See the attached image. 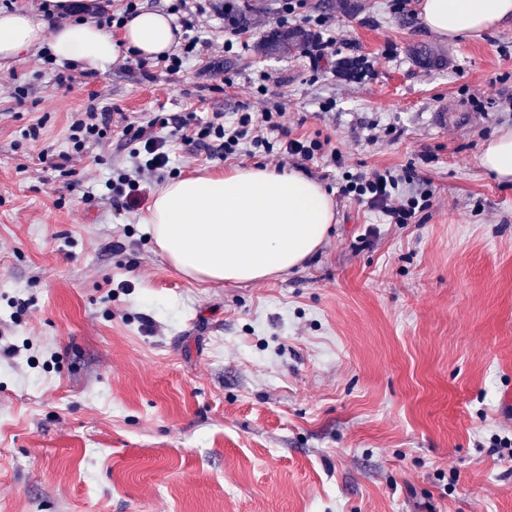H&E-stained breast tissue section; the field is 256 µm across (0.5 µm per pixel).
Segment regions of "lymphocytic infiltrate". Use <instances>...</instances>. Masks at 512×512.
<instances>
[{"label":"lymphocytic infiltrate","instance_id":"lymphocytic-infiltrate-1","mask_svg":"<svg viewBox=\"0 0 512 512\" xmlns=\"http://www.w3.org/2000/svg\"><path fill=\"white\" fill-rule=\"evenodd\" d=\"M120 11H112L111 0H76L73 11L83 19L94 20L106 28H120L139 11L141 0H122ZM212 0H176L175 10L182 28L189 33L181 53L169 54L161 59L165 70L175 73L187 60L198 54L200 39L194 30L200 18L213 10ZM280 112H241L234 120H225L223 113H212L204 122L194 113L155 117L142 123L132 120L123 112L111 108L88 105L85 111L73 113L69 124V140L73 152L82 151L86 144H102L112 135H119L124 146L129 147L136 163L135 174H119L107 179L105 188L111 201L140 202L146 183L162 180L172 162L169 140L160 136L163 128H171L182 140L206 149L211 155L226 159L237 154L242 145H250L264 153H274L282 158L310 160L330 153V143L316 138H286L273 144L264 132L279 126ZM344 194L366 203L369 208L383 214L392 224H408L417 212L429 208L433 193L427 181L409 184L407 177L391 171L375 170L349 174L342 188Z\"/></svg>","mask_w":512,"mask_h":512}]
</instances>
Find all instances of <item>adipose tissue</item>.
<instances>
[{"instance_id": "obj_1", "label": "adipose tissue", "mask_w": 512, "mask_h": 512, "mask_svg": "<svg viewBox=\"0 0 512 512\" xmlns=\"http://www.w3.org/2000/svg\"><path fill=\"white\" fill-rule=\"evenodd\" d=\"M52 14L0 9V61L48 46L58 62L105 72L121 53L155 61L172 53L182 31L173 16L143 10L121 39L96 24L69 17L72 0H50ZM419 16L434 35L476 36L512 21V0H420ZM481 166L512 184V128L502 129L480 154ZM335 203L301 173L242 166L222 175L173 179L154 190L142 218L160 254L184 276L202 283L263 281L303 264L325 241Z\"/></svg>"}]
</instances>
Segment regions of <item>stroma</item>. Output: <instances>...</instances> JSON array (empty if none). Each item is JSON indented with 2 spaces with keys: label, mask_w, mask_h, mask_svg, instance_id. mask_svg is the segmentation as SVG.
Wrapping results in <instances>:
<instances>
[{
  "label": "stroma",
  "mask_w": 512,
  "mask_h": 512,
  "mask_svg": "<svg viewBox=\"0 0 512 512\" xmlns=\"http://www.w3.org/2000/svg\"><path fill=\"white\" fill-rule=\"evenodd\" d=\"M279 6L236 0L230 54L224 17L205 18L208 51L176 74L122 57L75 69L65 95L37 51L0 64V512H512V186L479 161L512 127V26L444 41L416 0L403 15L305 0L292 28L322 14L338 38L316 68L305 48L263 49ZM345 58L363 74L337 76ZM91 102L141 121L282 108L290 136L329 138L341 165L177 141L173 175L298 171L332 192L331 233L278 278L185 277L147 202L102 197L130 165L119 142L86 147L68 177L40 162L69 152ZM371 168L429 180L431 207L385 223L341 190Z\"/></svg>",
  "instance_id": "1"
}]
</instances>
